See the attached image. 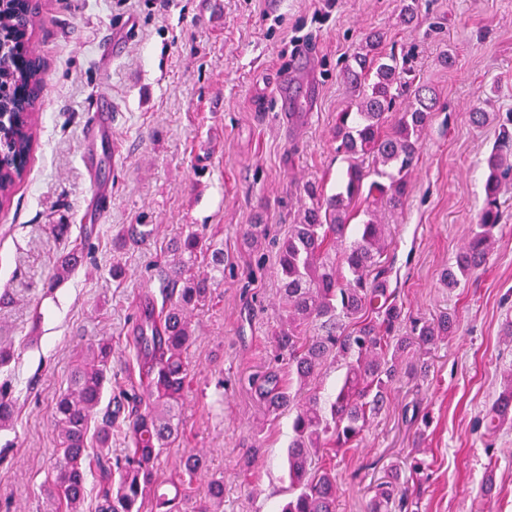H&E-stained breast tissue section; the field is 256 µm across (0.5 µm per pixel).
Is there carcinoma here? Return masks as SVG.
<instances>
[{
    "instance_id": "cac0c4a2",
    "label": "carcinoma",
    "mask_w": 512,
    "mask_h": 512,
    "mask_svg": "<svg viewBox=\"0 0 512 512\" xmlns=\"http://www.w3.org/2000/svg\"><path fill=\"white\" fill-rule=\"evenodd\" d=\"M38 6L23 12L17 0H0V116L8 146L0 167V200L9 199L30 161L34 142L33 110L44 87L40 59L19 63L41 25ZM383 36L371 35L343 75L349 86L348 110L336 115V153L343 157L336 192L324 195L305 186L302 205L288 236L279 246L282 279L280 324L274 336V364L251 379L264 415L293 414L288 444L291 497L279 512H336L338 491L331 454L353 447L387 402L392 385L418 368L402 357L410 350H429L452 335L454 319L416 320L405 312L399 292L390 288L384 261L393 244L390 225L379 212L404 207L408 178L419 156V139L437 105L433 90L415 84L396 55L385 52ZM411 98L409 109L387 126L396 98ZM500 137L489 159L484 201L468 244L444 280L455 288L483 266L502 219V186L512 180V113L500 118ZM363 216L358 223L352 220ZM175 262L160 271L162 308L155 318L136 321L132 333L136 363L145 385L122 392L114 409L101 411L112 383V346L87 344L83 362L74 368L70 386L55 402L60 448L45 483L58 512H83L89 439H94L102 493L96 512H222L224 478H213L204 498L192 500V485L209 469L207 455L184 454L176 477L158 480L155 462L181 435L177 410L187 384L184 353L192 342L189 311L204 304L224 275V251L208 250L194 231L182 233L171 246ZM209 257V272L197 274L198 260ZM83 262L71 253L56 262L51 286ZM342 375L327 398L320 396V377ZM14 405L0 385V428L10 426ZM123 420L128 451L108 456L112 426ZM481 423L497 431L512 424V366L501 392ZM418 490L409 480L379 484L367 512H391L398 500L414 512Z\"/></svg>"
}]
</instances>
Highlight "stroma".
<instances>
[{
  "label": "stroma",
  "instance_id": "35a3bbf8",
  "mask_svg": "<svg viewBox=\"0 0 512 512\" xmlns=\"http://www.w3.org/2000/svg\"><path fill=\"white\" fill-rule=\"evenodd\" d=\"M32 37L46 87L35 108L37 139L11 201L0 207V345L15 404L0 429V512H57L41 492L58 446L56 396L85 346L112 342V388L127 385L131 329L144 295H158L166 245L187 226L224 251V277L191 315L189 388L181 439L158 459L168 477L191 450L224 479V512H278L288 497L291 420L263 419L249 384L273 358L280 281L272 239L284 237L306 183L333 193L337 112L350 102L341 70L367 35L407 58L439 98L423 129L404 209L386 214L390 285L410 316H454L456 335L424 357L427 377L393 385L361 441L339 453L336 512H365L389 468L426 448L419 512H512V428L487 435L476 421L512 364V184L504 186L495 250L456 288L443 271L468 242L484 199L499 117L512 112V0H421L400 23L403 0H39ZM124 50L112 56L108 43ZM453 63H445V54ZM297 100L294 113L283 97ZM115 113L113 139L91 163L83 127L100 99ZM485 123L471 120L475 108ZM111 194L99 212L92 188ZM67 225L64 235L52 227ZM131 224L151 235L116 248ZM265 225L269 246L244 233ZM89 253L51 285L58 258ZM121 279H113V265ZM429 413L418 434L411 416ZM263 453L241 462L254 439ZM495 489L485 493L486 475Z\"/></svg>",
  "mask_w": 512,
  "mask_h": 512
}]
</instances>
